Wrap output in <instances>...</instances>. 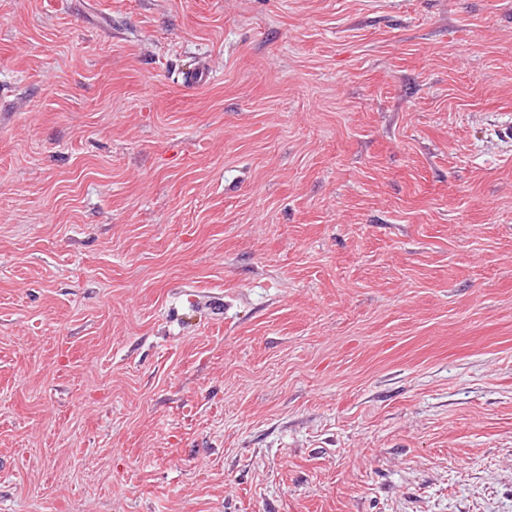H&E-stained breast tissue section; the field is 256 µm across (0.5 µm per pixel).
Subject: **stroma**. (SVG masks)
Segmentation results:
<instances>
[{
    "label": "stroma",
    "mask_w": 512,
    "mask_h": 512,
    "mask_svg": "<svg viewBox=\"0 0 512 512\" xmlns=\"http://www.w3.org/2000/svg\"><path fill=\"white\" fill-rule=\"evenodd\" d=\"M511 114L512 0H0V512H512Z\"/></svg>",
    "instance_id": "1"
}]
</instances>
